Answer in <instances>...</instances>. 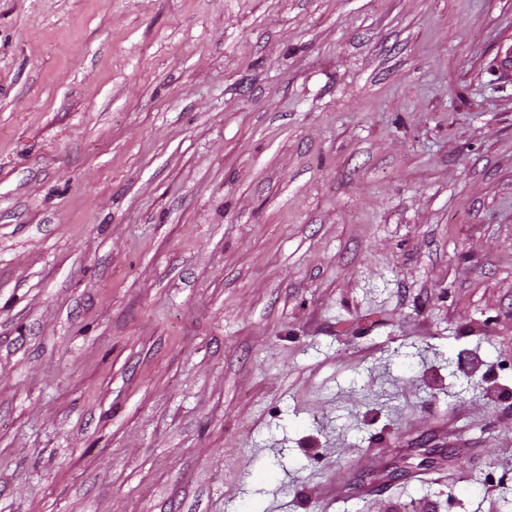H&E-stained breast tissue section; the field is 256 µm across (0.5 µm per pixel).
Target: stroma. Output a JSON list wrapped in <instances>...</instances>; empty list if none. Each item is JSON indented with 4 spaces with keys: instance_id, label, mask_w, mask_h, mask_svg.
I'll list each match as a JSON object with an SVG mask.
<instances>
[{
    "instance_id": "35a3bbf8",
    "label": "stroma",
    "mask_w": 512,
    "mask_h": 512,
    "mask_svg": "<svg viewBox=\"0 0 512 512\" xmlns=\"http://www.w3.org/2000/svg\"><path fill=\"white\" fill-rule=\"evenodd\" d=\"M512 0H0V512H512Z\"/></svg>"
}]
</instances>
